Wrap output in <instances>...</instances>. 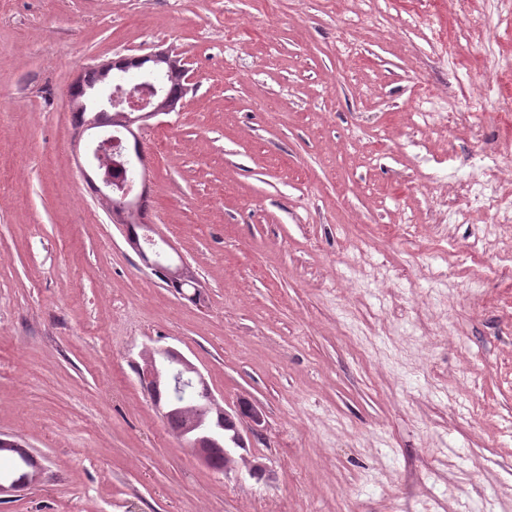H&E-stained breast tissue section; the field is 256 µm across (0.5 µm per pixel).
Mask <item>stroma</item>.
Masks as SVG:
<instances>
[{
	"label": "stroma",
	"instance_id": "stroma-1",
	"mask_svg": "<svg viewBox=\"0 0 512 512\" xmlns=\"http://www.w3.org/2000/svg\"><path fill=\"white\" fill-rule=\"evenodd\" d=\"M0 0V512H512V223L455 215L512 151V0ZM174 50L140 150L168 288L85 179L68 91ZM493 82L486 125L468 98ZM454 119L421 125L418 89ZM182 352L262 477L203 464L136 361ZM127 241L130 247L142 258L146 267L152 271H160L165 279L170 283L192 282L197 288H202L200 282L194 274L191 265L178 252L179 263L171 266L170 264H161L157 259H151L147 251L142 246L137 234H128ZM11 446L3 447L0 444V452H11L14 456V467L10 472L11 481H21L25 479H33L35 476L32 472H29L27 468H33L34 464L29 453L21 448V445L11 441ZM28 486L27 483L13 482L8 485H0V496L12 494L18 491L20 488Z\"/></svg>",
	"mask_w": 512,
	"mask_h": 512
}]
</instances>
